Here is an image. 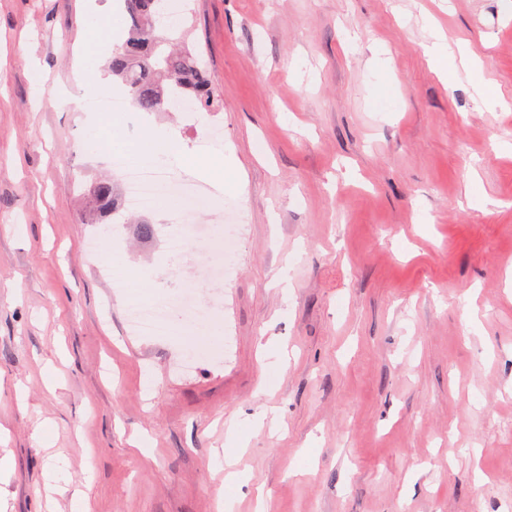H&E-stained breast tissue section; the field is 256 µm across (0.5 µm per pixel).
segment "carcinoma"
Segmentation results:
<instances>
[{
	"mask_svg": "<svg viewBox=\"0 0 512 512\" xmlns=\"http://www.w3.org/2000/svg\"><path fill=\"white\" fill-rule=\"evenodd\" d=\"M159 4L160 0H123L131 25L125 40L112 48V77L143 112H166L170 105L218 111L206 69L197 65L198 56L184 38H173L159 27L164 16ZM91 196L95 205L86 223L99 224L115 213L111 183L94 184Z\"/></svg>",
	"mask_w": 512,
	"mask_h": 512,
	"instance_id": "carcinoma-1",
	"label": "carcinoma"
}]
</instances>
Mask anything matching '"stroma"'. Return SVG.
Listing matches in <instances>:
<instances>
[{"instance_id":"1","label":"stroma","mask_w":512,"mask_h":512,"mask_svg":"<svg viewBox=\"0 0 512 512\" xmlns=\"http://www.w3.org/2000/svg\"><path fill=\"white\" fill-rule=\"evenodd\" d=\"M85 9L0 0L6 512H70L44 480L59 457L93 512H512V110L478 94L484 78L512 99V0H189L176 29L216 112L60 110L66 91H124L78 64ZM437 32L450 81L421 48ZM178 141L221 152L237 192L168 158ZM116 153L177 186L152 238L121 225L119 273L86 255L83 221V189L112 176ZM184 188L209 200L201 223L237 212L224 283L203 254L166 249ZM143 268L146 294L193 290L223 334L187 354L178 309L168 335L130 333L117 282ZM217 452L237 481L212 466Z\"/></svg>"}]
</instances>
